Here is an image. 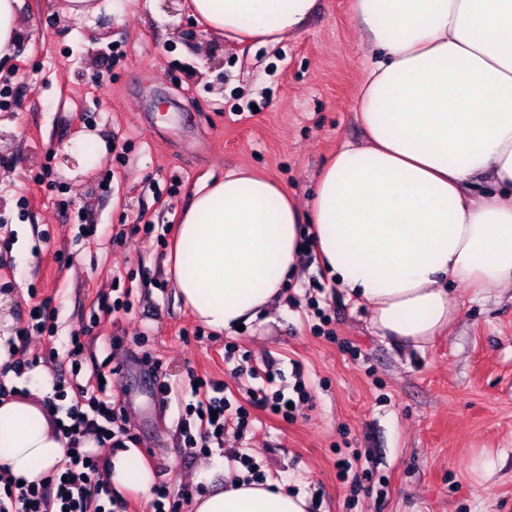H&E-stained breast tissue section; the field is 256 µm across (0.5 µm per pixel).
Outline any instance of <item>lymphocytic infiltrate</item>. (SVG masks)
Returning a JSON list of instances; mask_svg holds the SVG:
<instances>
[{
    "instance_id": "lymphocytic-infiltrate-1",
    "label": "lymphocytic infiltrate",
    "mask_w": 512,
    "mask_h": 512,
    "mask_svg": "<svg viewBox=\"0 0 512 512\" xmlns=\"http://www.w3.org/2000/svg\"><path fill=\"white\" fill-rule=\"evenodd\" d=\"M34 318L27 326L16 332L14 357L6 365L7 370L20 376L34 369L36 360L23 358L22 344L29 334H50L54 331L52 313L46 304L34 305ZM93 376L95 385H80L76 388V402L66 412L68 422L62 431L68 436L72 450L67 459L42 484L18 485L8 481L0 485V512H87L92 501L108 500L112 497V486L105 473L107 462L94 458L89 452L78 447L79 437L94 433L97 441L111 442L113 447L123 448L134 442L135 437L119 418L115 404L106 385L110 375L104 368H97ZM224 387L219 383L198 380L191 392L197 397L192 405L193 414L201 415L208 422L209 429L203 436H195L190 421H183L182 431L188 442H199L201 449L224 440V411L229 401L223 395Z\"/></svg>"
}]
</instances>
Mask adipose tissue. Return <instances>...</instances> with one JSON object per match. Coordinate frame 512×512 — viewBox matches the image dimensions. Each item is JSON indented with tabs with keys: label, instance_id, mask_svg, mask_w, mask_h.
<instances>
[{
	"label": "adipose tissue",
	"instance_id": "adipose-tissue-1",
	"mask_svg": "<svg viewBox=\"0 0 512 512\" xmlns=\"http://www.w3.org/2000/svg\"><path fill=\"white\" fill-rule=\"evenodd\" d=\"M318 0H190L192 17L230 41L297 35ZM372 60L356 90L365 142L342 144L308 210L240 168L195 190L167 260L192 317L234 333L285 297L304 227L377 336L421 348L459 313L453 293L512 288V0H352ZM39 385L0 396V476L42 483L69 454L60 413ZM116 492L149 498L133 450L110 459ZM223 483H214L216 474ZM191 512H310L305 493L239 479L216 455Z\"/></svg>",
	"mask_w": 512,
	"mask_h": 512
}]
</instances>
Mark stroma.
Masks as SVG:
<instances>
[{"instance_id":"1","label":"stroma","mask_w":512,"mask_h":512,"mask_svg":"<svg viewBox=\"0 0 512 512\" xmlns=\"http://www.w3.org/2000/svg\"><path fill=\"white\" fill-rule=\"evenodd\" d=\"M103 3L99 19L75 20L63 0H22L23 35L0 64V294L12 327L41 302L55 317L27 357L70 376V338L85 333L79 382L113 369L108 392L175 500L209 458L180 430L190 375L244 405L271 371L306 399L286 420L251 409L242 438L227 411L222 453H247L259 480L306 493L311 512H512L511 290L456 287V321L419 350L376 336L313 253L268 321L230 336L196 323L166 276L197 186L249 167L304 207L336 149L361 140L371 49L350 0H319L274 47L205 31L187 0ZM89 136L106 147L95 168L73 148ZM117 299L127 309L98 319ZM228 346L242 365L225 362ZM163 380L173 392L159 405ZM484 450L496 473L475 482Z\"/></svg>"}]
</instances>
